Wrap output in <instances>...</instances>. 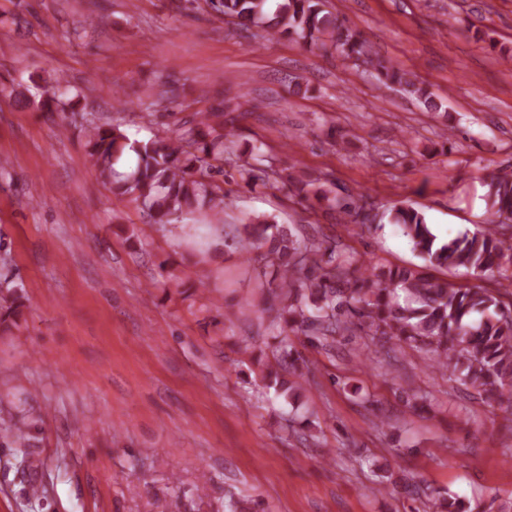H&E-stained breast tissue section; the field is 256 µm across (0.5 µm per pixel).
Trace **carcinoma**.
I'll list each match as a JSON object with an SVG mask.
<instances>
[{"label": "carcinoma", "mask_w": 512, "mask_h": 512, "mask_svg": "<svg viewBox=\"0 0 512 512\" xmlns=\"http://www.w3.org/2000/svg\"><path fill=\"white\" fill-rule=\"evenodd\" d=\"M210 6L232 18L245 30L262 28L268 34L294 35L311 49L336 50L347 59L368 55V45L346 20L324 11L321 0H209ZM381 85L397 86L428 110H437L429 86L414 73L369 59ZM68 82L58 77L44 87L40 100L46 112H64ZM222 118L224 132L212 138L194 128L170 141L132 140L118 126L89 125L83 129L87 156L100 182L112 193L135 202L147 224H181L197 212L209 213L210 232L224 235L219 215L224 213V193L214 185L213 175L223 172L225 138L234 135L235 118L224 110L201 116L199 124L210 126L212 117ZM251 161L238 165L247 183L268 177L257 147ZM486 200L498 223L483 229L440 239L425 215L416 208L396 204L373 215L397 225L408 238L413 253L423 261L414 267L378 269L355 265L336 250L330 239L306 242L290 229L265 216H253L241 225L240 241L264 250V259L276 275L268 282L267 311L281 327L272 359L264 362L266 388L290 396L300 388L306 361L293 338L304 337L322 345L337 336H360L404 342L434 355L435 367L450 372L449 380L476 389L488 401L512 394V293L504 301L479 285L457 286L425 273L427 268L464 267L479 277H500L512 266V170L488 173ZM317 200H330L340 212L360 227L367 224L364 207L345 198H328L315 181L301 183ZM19 274H0V331L16 323L23 306ZM286 372L294 380L280 379ZM3 438L24 448L25 432L3 420Z\"/></svg>", "instance_id": "carcinoma-1"}]
</instances>
